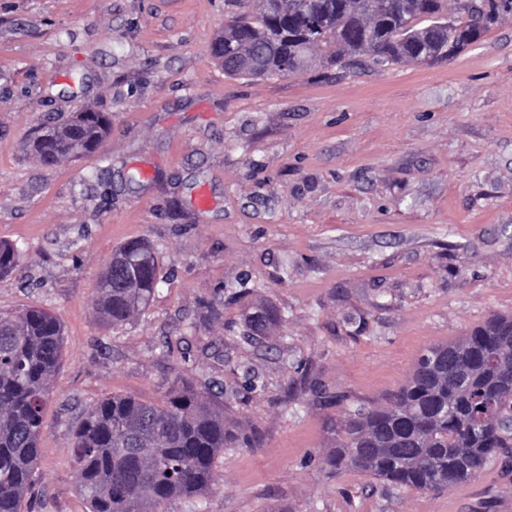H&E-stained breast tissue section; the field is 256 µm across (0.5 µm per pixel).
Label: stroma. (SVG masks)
<instances>
[{
	"mask_svg": "<svg viewBox=\"0 0 512 512\" xmlns=\"http://www.w3.org/2000/svg\"><path fill=\"white\" fill-rule=\"evenodd\" d=\"M247 8L0 0V240L22 252L0 314L46 309L64 337L28 512H87L70 461L86 411L161 402L179 375L220 394L243 442L165 512H512V461L440 492L326 463L424 349L512 316V14L450 60L245 80L209 52ZM89 106L110 120L100 152L29 154ZM138 238L163 281L102 325L95 283Z\"/></svg>",
	"mask_w": 512,
	"mask_h": 512,
	"instance_id": "obj_1",
	"label": "stroma"
}]
</instances>
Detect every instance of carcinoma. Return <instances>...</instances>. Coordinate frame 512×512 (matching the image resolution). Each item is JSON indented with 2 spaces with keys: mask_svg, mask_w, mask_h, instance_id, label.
Instances as JSON below:
<instances>
[{
  "mask_svg": "<svg viewBox=\"0 0 512 512\" xmlns=\"http://www.w3.org/2000/svg\"><path fill=\"white\" fill-rule=\"evenodd\" d=\"M282 0L224 22L210 55L224 74L243 79L341 64L414 63L450 59L477 42L512 0ZM109 131L102 112L86 110L39 127L32 156L51 166L97 152ZM143 240L112 252L96 285L94 311L118 327L152 301L158 261ZM21 261L0 242V278ZM63 357L58 320L38 307L0 316V512H23L34 484L38 439L51 377ZM512 317L494 316L470 334L422 354L389 406L349 421L329 458L399 489L439 492L476 477L512 452ZM238 439L224 427V403L181 377L160 403L113 395L91 407L72 443L70 460L89 512H162L181 497L205 492L216 457Z\"/></svg>",
  "mask_w": 512,
  "mask_h": 512,
  "instance_id": "carcinoma-1",
  "label": "carcinoma"
}]
</instances>
